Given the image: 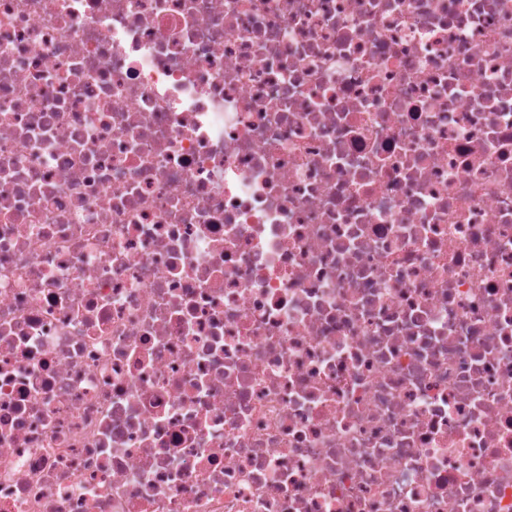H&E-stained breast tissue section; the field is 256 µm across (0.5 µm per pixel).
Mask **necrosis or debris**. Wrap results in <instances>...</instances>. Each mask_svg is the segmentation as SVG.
<instances>
[{"instance_id": "necrosis-or-debris-1", "label": "necrosis or debris", "mask_w": 512, "mask_h": 512, "mask_svg": "<svg viewBox=\"0 0 512 512\" xmlns=\"http://www.w3.org/2000/svg\"><path fill=\"white\" fill-rule=\"evenodd\" d=\"M0 512H512V0H0Z\"/></svg>"}]
</instances>
